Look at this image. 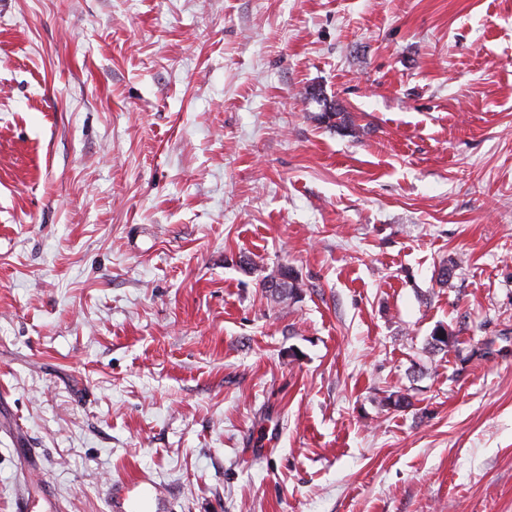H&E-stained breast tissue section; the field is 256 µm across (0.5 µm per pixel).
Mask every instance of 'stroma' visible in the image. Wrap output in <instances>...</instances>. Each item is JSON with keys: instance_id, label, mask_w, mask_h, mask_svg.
<instances>
[{"instance_id": "35a3bbf8", "label": "stroma", "mask_w": 512, "mask_h": 512, "mask_svg": "<svg viewBox=\"0 0 512 512\" xmlns=\"http://www.w3.org/2000/svg\"><path fill=\"white\" fill-rule=\"evenodd\" d=\"M22 487L512 512V0H0V512ZM306 94H309L311 100L323 107L322 112L320 113V119H323L324 122H327L330 126L349 130L351 134L357 133L358 127L355 125L349 112H344L335 106L328 105L327 99L320 97L321 93L309 91L306 92ZM276 272H278L277 275L282 277L283 288H277V290L273 292L267 287L269 279L275 277L273 274H270L263 279L261 288H264L266 292H269L272 298L278 302L298 299L302 284L295 270L287 266H283L277 269ZM268 286H271V283H269Z\"/></svg>"}]
</instances>
